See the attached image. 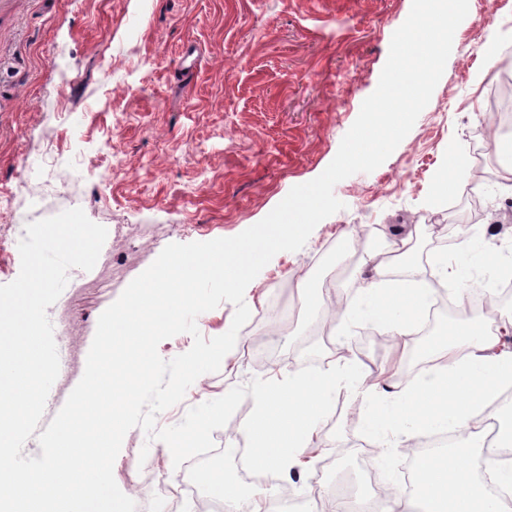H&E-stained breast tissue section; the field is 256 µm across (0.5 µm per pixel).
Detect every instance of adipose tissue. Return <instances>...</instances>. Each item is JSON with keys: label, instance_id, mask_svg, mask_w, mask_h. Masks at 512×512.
<instances>
[{"label": "adipose tissue", "instance_id": "1", "mask_svg": "<svg viewBox=\"0 0 512 512\" xmlns=\"http://www.w3.org/2000/svg\"><path fill=\"white\" fill-rule=\"evenodd\" d=\"M361 311L345 308L339 322L361 314L408 343L431 294L425 282L393 280L376 270L359 279ZM431 350L434 363L419 377L399 383V363L390 364L387 382L357 380V395L370 407V430L378 436L418 437L469 428L488 401L512 386V349L503 348L498 334L480 323H449ZM352 377L351 369L317 371L288 377L272 376L253 392L255 411L241 429L262 471H290L312 444L338 381ZM475 441L454 444L442 454L422 458L415 490L389 500L386 512H504L473 475ZM213 496L230 501L235 512H269L270 491H243L218 473L206 475Z\"/></svg>", "mask_w": 512, "mask_h": 512}]
</instances>
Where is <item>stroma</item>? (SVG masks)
Masks as SVG:
<instances>
[{"label": "stroma", "instance_id": "35a3bbf8", "mask_svg": "<svg viewBox=\"0 0 512 512\" xmlns=\"http://www.w3.org/2000/svg\"><path fill=\"white\" fill-rule=\"evenodd\" d=\"M412 0H0V285L20 272L18 244L28 223L80 206L109 231L111 265L71 269L84 287L71 298L63 341L70 367L51 392L64 405L80 381L101 313L171 243L233 237L266 217L292 187L334 159L363 101L379 82L393 33ZM497 44L488 68L483 49ZM512 78V0H469L445 71L429 104L389 158L334 188L344 208L321 221L305 246L281 252L248 285L252 318L242 344L219 371L201 375L184 399L158 414L180 423L198 404L251 379L321 368L331 347L372 376L403 354L408 371L427 369L429 339L399 349L396 335L357 318L338 327L332 308L355 301V266L364 249L389 257L390 245L418 231V255L456 256L466 283L483 289L498 313L494 269L474 252L512 247V188L499 177L512 134L495 131L487 94ZM481 167L483 210L467 246L451 227L440 247L435 225L463 199L467 184L436 198L449 157ZM351 257L341 258L347 237ZM311 291L300 298L299 276ZM352 389L333 394L319 421L318 455L303 471L276 474L279 494L313 508L360 465L382 486L406 492L404 474L427 438L384 447L366 426ZM113 474L121 491L152 512H195L180 490L168 447L141 428L125 436Z\"/></svg>", "mask_w": 512, "mask_h": 512}]
</instances>
